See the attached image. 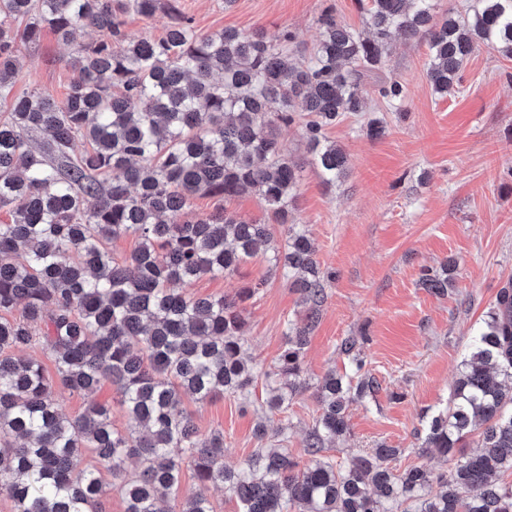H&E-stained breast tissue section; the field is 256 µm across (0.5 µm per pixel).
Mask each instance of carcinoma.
<instances>
[{"label":"carcinoma","instance_id":"carcinoma-1","mask_svg":"<svg viewBox=\"0 0 512 512\" xmlns=\"http://www.w3.org/2000/svg\"><path fill=\"white\" fill-rule=\"evenodd\" d=\"M369 36L325 13L313 55H297L294 35L197 31L178 0H0V498L14 512H102L116 487L125 512H214L222 486L240 512H512V281L500 289L460 364L446 407L431 417L421 447L449 458L450 470L402 472V450L380 445L344 466L322 452L350 433L349 406L378 388L361 374L356 341L341 352L358 381L327 374L307 461L286 448H258L238 470L224 467V436L205 435L183 406L224 394L246 400L254 381L243 352L245 303L258 286L231 297L175 292L204 275L236 274L262 244L285 235L272 267L309 304L287 323L285 345L264 373L269 411L304 387L302 362L325 288L314 243L293 223L300 170L278 131L303 120L313 165L326 184L347 169L325 130L364 109L365 76L379 71L400 38L428 48V77L439 97L455 93L469 57L484 47L512 56V0H474L463 13L436 16L437 0H356ZM164 7L160 39L127 33L122 13ZM70 41L81 27L102 37L74 59L78 79L60 101L40 91L12 94L18 44L44 28ZM389 101L398 81L377 85ZM46 135L39 151L31 134ZM91 150L74 154V142ZM256 192L274 223L243 220L217 207L186 224L170 216L198 195L222 201ZM138 248L119 261L113 240ZM448 265L425 269L420 285L448 292ZM54 363L56 377L33 355ZM89 395L116 387L129 427L90 404L71 419L52 396L55 383ZM479 451L456 455L472 436ZM197 489L179 497L183 467Z\"/></svg>","mask_w":512,"mask_h":512}]
</instances>
